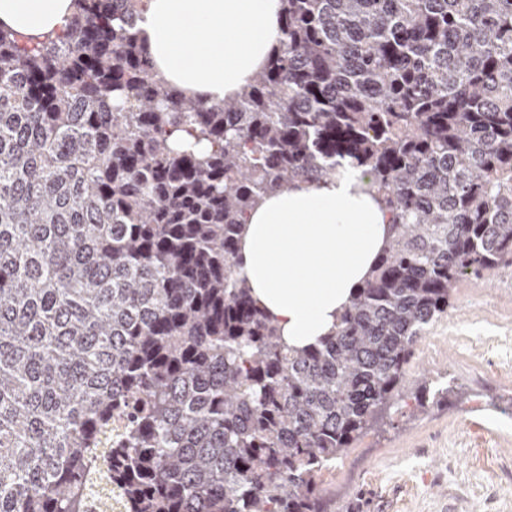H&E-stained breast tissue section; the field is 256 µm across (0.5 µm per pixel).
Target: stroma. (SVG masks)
I'll return each instance as SVG.
<instances>
[{"mask_svg":"<svg viewBox=\"0 0 512 512\" xmlns=\"http://www.w3.org/2000/svg\"><path fill=\"white\" fill-rule=\"evenodd\" d=\"M321 489L328 512H512V265L460 281Z\"/></svg>","mask_w":512,"mask_h":512,"instance_id":"35a3bbf8","label":"stroma"}]
</instances>
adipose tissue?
<instances>
[{"label": "adipose tissue", "instance_id": "obj_1", "mask_svg": "<svg viewBox=\"0 0 512 512\" xmlns=\"http://www.w3.org/2000/svg\"><path fill=\"white\" fill-rule=\"evenodd\" d=\"M139 38L170 86L209 101L249 87L277 45L281 0H144ZM74 0H0V25L32 44L66 28ZM343 165L321 184L269 194L248 210L238 272L283 341L301 349L335 326L384 246L388 216Z\"/></svg>", "mask_w": 512, "mask_h": 512}]
</instances>
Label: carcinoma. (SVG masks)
Instances as JSON below:
<instances>
[{"mask_svg":"<svg viewBox=\"0 0 512 512\" xmlns=\"http://www.w3.org/2000/svg\"><path fill=\"white\" fill-rule=\"evenodd\" d=\"M0 28V512H326L467 275L512 263V0H283L237 99L156 77L142 0ZM364 168L388 214L297 350L237 272L269 192Z\"/></svg>","mask_w":512,"mask_h":512,"instance_id":"1","label":"carcinoma"}]
</instances>
